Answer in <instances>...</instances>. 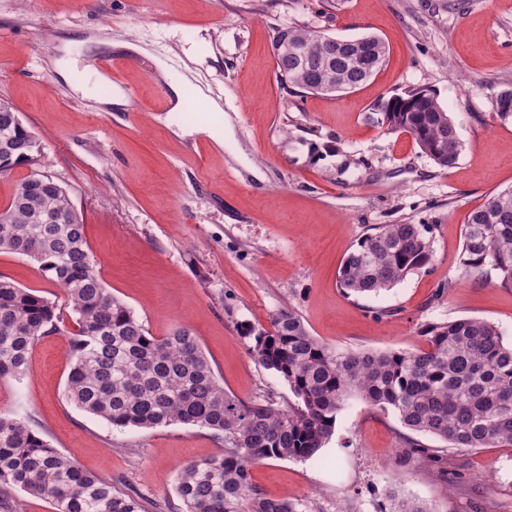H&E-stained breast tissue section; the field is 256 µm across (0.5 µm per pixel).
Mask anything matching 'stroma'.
Segmentation results:
<instances>
[{
    "label": "stroma",
    "instance_id": "stroma-1",
    "mask_svg": "<svg viewBox=\"0 0 512 512\" xmlns=\"http://www.w3.org/2000/svg\"><path fill=\"white\" fill-rule=\"evenodd\" d=\"M293 25L338 37H381V71L336 97L282 88L271 43ZM122 39L190 64L193 84L222 109L200 119L172 111L155 69L134 64ZM121 67L86 97L60 62L99 75L96 58ZM435 89L463 151L444 170L406 133L369 120L407 88ZM512 87V0H0V99L44 147V171L65 186L86 228L105 288L151 336L189 328L224 389L277 403L287 384L250 353L243 326L270 329L282 308L341 350L424 349L430 323L480 318L512 340V288L495 273L456 283L469 214L512 187V121L494 95ZM338 142L310 162L297 140ZM433 225L429 269L376 296L344 293L338 269L368 229ZM0 276L57 306L65 333L40 338L28 372L0 380V410L29 422L83 470L147 503L177 504L185 464L222 452L206 429L179 422L110 428L66 401L67 335L77 325L62 288L31 259L0 253ZM451 291H444V284ZM410 432L393 412L351 398L328 443L309 460H265L251 470L265 496L301 512H389L392 496L428 512H512V447L423 444L437 468L396 456Z\"/></svg>",
    "mask_w": 512,
    "mask_h": 512
}]
</instances>
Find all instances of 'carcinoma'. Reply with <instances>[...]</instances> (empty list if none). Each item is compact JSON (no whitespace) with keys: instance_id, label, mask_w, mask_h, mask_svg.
<instances>
[{"instance_id":"carcinoma-1","label":"carcinoma","mask_w":512,"mask_h":512,"mask_svg":"<svg viewBox=\"0 0 512 512\" xmlns=\"http://www.w3.org/2000/svg\"><path fill=\"white\" fill-rule=\"evenodd\" d=\"M331 36L295 26L275 30L274 58L287 87L326 96L354 90L383 67L387 46L373 34L332 44ZM311 51L305 62L289 49ZM509 103L496 116L512 120V88L495 93ZM373 122L410 134L442 169L463 150L452 115L428 87L376 105ZM38 137L9 103L0 101V174L39 167ZM40 178L44 186L31 191ZM431 224H385L362 237L344 258L340 288L351 296L378 295L433 260ZM30 258L65 291L78 330L68 351V399L116 428H157L173 422L208 429L222 453L192 462L176 475L182 512H300L288 499L267 498L251 481L252 466L267 459L308 460L335 429L354 395L393 411L409 431L452 448L512 447V343L483 319L426 325L428 348L419 352H356L322 343L291 309L279 310L271 329L247 327L255 361L274 371L293 399L244 401L226 391L192 332L179 327L156 339L134 311L104 287L87 245L83 218L68 191L36 170L19 182L0 209V252ZM512 288V187L499 191L468 219L458 279L486 269ZM55 304L0 277V379H17L29 366L37 340L62 334ZM421 464L435 457L419 441L405 440ZM20 490L55 512H147L140 496L85 472L25 422L0 411V497Z\"/></svg>"}]
</instances>
